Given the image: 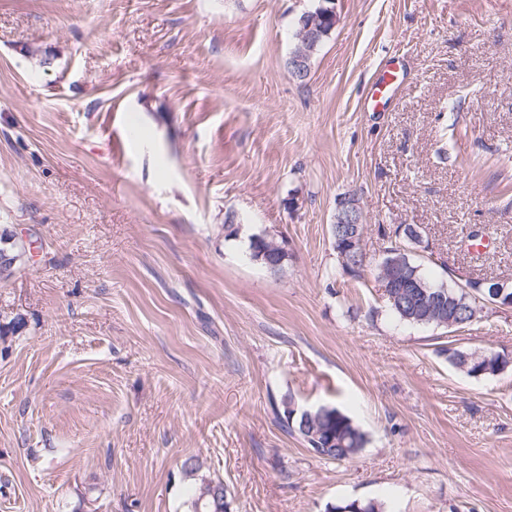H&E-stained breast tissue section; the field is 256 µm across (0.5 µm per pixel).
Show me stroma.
Listing matches in <instances>:
<instances>
[{
	"mask_svg": "<svg viewBox=\"0 0 512 512\" xmlns=\"http://www.w3.org/2000/svg\"><path fill=\"white\" fill-rule=\"evenodd\" d=\"M316 4L0 0V224L35 242L0 280V325L23 320L0 334V512H186L190 458L230 512H512V308L398 321L330 236L352 194L369 257L413 224L434 282L512 278V0H335L300 81ZM453 349L508 366L471 377ZM288 395L365 447L314 455ZM328 5H323V10L327 11L331 17L333 22L336 26V8H335V2L334 0H327ZM321 7V4L314 8V10H310L308 12L303 13L295 25V32H294V39L296 40V46L294 48V51L292 52V55L297 54H303L307 59V66L309 68L310 66V60L311 56L314 53V51L317 50V48L328 38V35L333 29V22L329 20L323 13H319L318 10ZM308 13L310 15H317V26L324 29L325 35L322 37V39L315 45L313 44H306V43H316L319 39L321 31L319 28H317L312 20L308 19ZM305 14V16H304ZM304 16V18L301 20V27L299 26L300 19ZM300 29V32H299ZM300 35V36H299ZM306 42H304L301 38ZM305 66V59L301 55L294 56L291 60L290 68L295 76H298L300 74H304ZM401 83L397 65L391 61L383 72L380 80L375 84L374 90L367 100L366 106L373 110L384 108L389 100L392 89L398 88ZM334 224H331V239L333 249L336 251V256L338 259V263L342 269V271L349 275L353 279L361 278V271L364 267V262L362 260L356 261L353 256H349V254H345L344 249L341 248L340 244L337 242V233L338 228L336 227V231L334 229ZM358 266L356 269L355 267ZM289 397V398H288ZM288 424L290 433L297 434L303 442L319 457L326 460L346 461L357 455L366 444L365 433L353 421V419L338 408L316 407L311 410L317 413L314 421H309L303 428L301 415L292 419L290 423V407L293 403L292 396L288 395ZM283 400V403H284ZM320 410H326L319 413ZM312 431L320 433L319 440H315ZM332 441L329 447L327 443ZM318 448V449H317ZM321 448V449H319Z\"/></svg>",
	"mask_w": 512,
	"mask_h": 512,
	"instance_id": "1",
	"label": "stroma"
}]
</instances>
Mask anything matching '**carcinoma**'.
Returning a JSON list of instances; mask_svg holds the SVG:
<instances>
[{"instance_id":"cac0c4a2","label":"carcinoma","mask_w":512,"mask_h":512,"mask_svg":"<svg viewBox=\"0 0 512 512\" xmlns=\"http://www.w3.org/2000/svg\"><path fill=\"white\" fill-rule=\"evenodd\" d=\"M331 239L342 271L353 279L361 278L364 262L345 254L344 249L337 242V231H331ZM411 248L412 242L404 234L388 241L386 249L392 251V255L389 257L383 255L375 260L377 274H382L386 260L391 257L399 260L402 267L416 274L417 279L428 281L422 264L412 254ZM29 249L30 245L19 237L17 232L11 230L6 224H0V278L10 275L15 266L27 257ZM491 289L490 285L478 286L476 280H468L457 288L448 289L455 305L444 311V317L456 320L462 328L472 324L481 317L483 309L496 303ZM387 307L391 315L399 321L438 325L435 313L430 311V307L414 303L406 292L402 293L399 301L387 303ZM492 357H494L492 353L455 349L451 352L449 359L456 367L467 364L465 370L467 375L485 377L494 376L501 371L502 362L494 363L490 361ZM314 412L317 413L315 420L305 424L303 418L298 416L287 424V428L289 432L300 436L317 456L341 462L351 459L364 448L365 433L350 416L335 407L328 408L324 412L316 407ZM184 468L187 476L195 478L189 512H228L229 502L224 483L220 480L214 481L216 487L220 489V499L207 498L201 501L199 496L207 477L198 475L200 467L189 459L185 461Z\"/></svg>"}]
</instances>
